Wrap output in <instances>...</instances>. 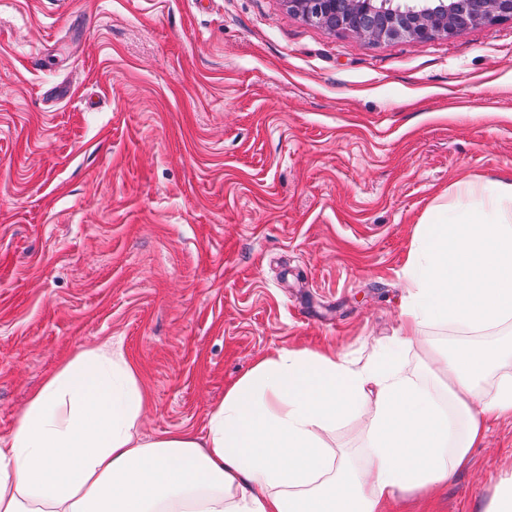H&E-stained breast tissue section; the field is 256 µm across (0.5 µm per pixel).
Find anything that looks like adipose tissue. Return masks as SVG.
I'll return each mask as SVG.
<instances>
[{
  "mask_svg": "<svg viewBox=\"0 0 512 512\" xmlns=\"http://www.w3.org/2000/svg\"><path fill=\"white\" fill-rule=\"evenodd\" d=\"M402 270L403 324L363 364L282 347L211 412L205 438L139 435L145 401L120 342L74 355L0 436V512H382L448 478L490 416L512 417V346L441 354L426 325L512 323V175L455 183L430 207ZM426 352L444 387L402 372ZM364 421L359 461L325 436Z\"/></svg>",
  "mask_w": 512,
  "mask_h": 512,
  "instance_id": "ef3b65f1",
  "label": "adipose tissue"
}]
</instances>
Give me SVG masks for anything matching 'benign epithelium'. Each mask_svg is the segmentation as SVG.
<instances>
[{"label": "benign epithelium", "mask_w": 512, "mask_h": 512, "mask_svg": "<svg viewBox=\"0 0 512 512\" xmlns=\"http://www.w3.org/2000/svg\"><path fill=\"white\" fill-rule=\"evenodd\" d=\"M307 21L371 42L451 37L470 27L512 19V0H288Z\"/></svg>", "instance_id": "1"}]
</instances>
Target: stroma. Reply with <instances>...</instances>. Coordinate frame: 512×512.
<instances>
[{"instance_id": "1", "label": "stroma", "mask_w": 512, "mask_h": 512, "mask_svg": "<svg viewBox=\"0 0 512 512\" xmlns=\"http://www.w3.org/2000/svg\"><path fill=\"white\" fill-rule=\"evenodd\" d=\"M0 436L121 339L155 438L281 347L365 361L419 223L512 172V20L372 43L288 0H0ZM512 419L387 512H484Z\"/></svg>"}]
</instances>
